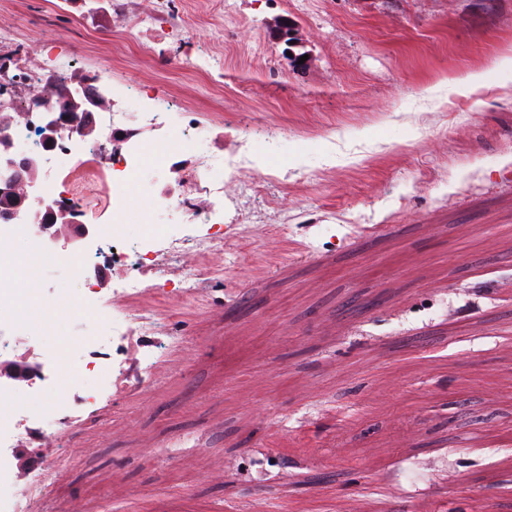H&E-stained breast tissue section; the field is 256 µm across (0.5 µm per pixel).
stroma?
Listing matches in <instances>:
<instances>
[{
  "label": "stroma",
  "mask_w": 512,
  "mask_h": 512,
  "mask_svg": "<svg viewBox=\"0 0 512 512\" xmlns=\"http://www.w3.org/2000/svg\"><path fill=\"white\" fill-rule=\"evenodd\" d=\"M134 0L143 24L92 30L54 0H0L23 65L61 58L111 65L128 112L153 103L225 155L251 161L260 192L224 195L238 256L203 259L223 278L208 305L169 315L182 353L141 336L124 361L130 390L97 411L34 431L16 454L23 512L29 473L68 457L57 512H224L230 499L288 490L292 512H328L375 478L399 497L361 512H469L497 498L512 469V72L469 97L450 84L512 52V0ZM290 20L298 67L274 38ZM277 130L266 140L267 130ZM146 170L127 213L152 211L170 236L186 226L155 210ZM285 225L282 233L269 232ZM80 270L42 263V296L76 298ZM21 325L46 372L77 376L83 343L103 328L92 307ZM344 409L335 429L317 404ZM298 436L282 457L267 424Z\"/></svg>",
  "instance_id": "35a3bbf8"
}]
</instances>
